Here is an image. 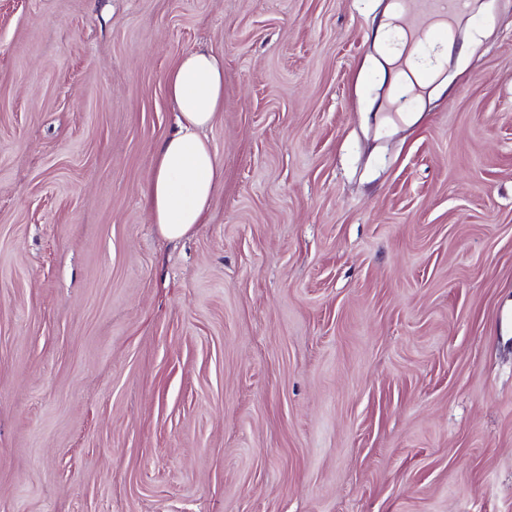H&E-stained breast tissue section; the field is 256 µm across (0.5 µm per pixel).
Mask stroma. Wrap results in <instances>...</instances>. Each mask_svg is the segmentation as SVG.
I'll list each match as a JSON object with an SVG mask.
<instances>
[{"label": "stroma", "mask_w": 512, "mask_h": 512, "mask_svg": "<svg viewBox=\"0 0 512 512\" xmlns=\"http://www.w3.org/2000/svg\"><path fill=\"white\" fill-rule=\"evenodd\" d=\"M388 0H0V512H512V0L379 125ZM224 61L206 223L142 190Z\"/></svg>", "instance_id": "35a3bbf8"}]
</instances>
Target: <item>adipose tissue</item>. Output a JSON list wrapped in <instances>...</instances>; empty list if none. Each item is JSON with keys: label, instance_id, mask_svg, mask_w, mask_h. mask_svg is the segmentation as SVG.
<instances>
[{"label": "adipose tissue", "instance_id": "adipose-tissue-1", "mask_svg": "<svg viewBox=\"0 0 512 512\" xmlns=\"http://www.w3.org/2000/svg\"><path fill=\"white\" fill-rule=\"evenodd\" d=\"M380 37L389 64L405 63L419 87L439 71L447 43H429L426 51H407L403 28L384 25ZM178 117L176 130L158 146L145 197L159 233L180 239L203 223L224 167L203 135L224 108V62L206 51L186 53L165 76Z\"/></svg>", "mask_w": 512, "mask_h": 512}]
</instances>
